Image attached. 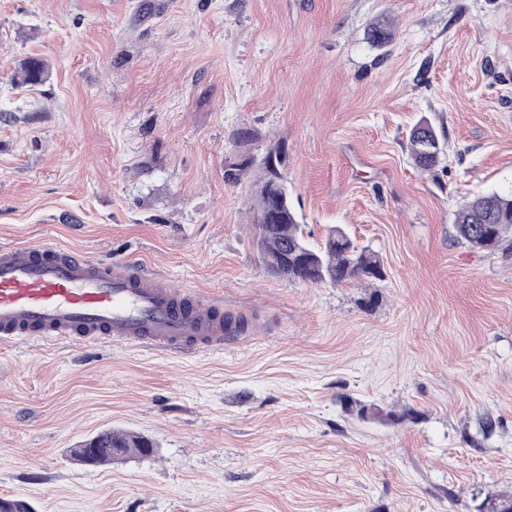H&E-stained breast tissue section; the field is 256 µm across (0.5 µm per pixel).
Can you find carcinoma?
I'll return each mask as SVG.
<instances>
[{
	"label": "carcinoma",
	"instance_id": "carcinoma-1",
	"mask_svg": "<svg viewBox=\"0 0 512 512\" xmlns=\"http://www.w3.org/2000/svg\"><path fill=\"white\" fill-rule=\"evenodd\" d=\"M369 39L377 45L389 42V25L383 21L373 24ZM45 78V62L28 58L13 80L18 86L34 88ZM409 145L410 158L416 167L430 170L438 166L443 144L428 121H420L412 127ZM285 163L286 157L279 147L269 148L261 163L263 177L255 191L253 246L264 270L288 281L310 284L341 285L381 279L383 267L378 254L358 246L343 228H330L319 245L307 239L288 200L282 174ZM453 226L456 240L472 248L494 252L512 246V240L508 239L512 229V195L490 192L475 196L455 212ZM345 409L360 417L368 411L385 421L402 420L392 411L386 413L373 405L351 400L345 403ZM94 439L98 465L114 460L111 449L115 447L126 454L139 455L147 454V449L152 447L148 439L132 432L107 430Z\"/></svg>",
	"mask_w": 512,
	"mask_h": 512
}]
</instances>
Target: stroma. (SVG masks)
Returning <instances> with one entry per match:
<instances>
[{"mask_svg": "<svg viewBox=\"0 0 512 512\" xmlns=\"http://www.w3.org/2000/svg\"><path fill=\"white\" fill-rule=\"evenodd\" d=\"M28 57L47 65L32 90L12 82ZM423 119L444 143L429 171L408 154ZM274 145L312 241L344 228L383 279L264 272L251 204ZM488 191H512V0H0V243L145 264L243 327L187 356L0 344V498L479 512L511 494L512 249L453 229ZM347 395L412 417L358 419ZM107 429L153 449L73 460Z\"/></svg>", "mask_w": 512, "mask_h": 512, "instance_id": "stroma-1", "label": "stroma"}]
</instances>
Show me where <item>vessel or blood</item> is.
Wrapping results in <instances>:
<instances>
[{
    "label": "vessel or blood",
    "instance_id": "b4317fda",
    "mask_svg": "<svg viewBox=\"0 0 512 512\" xmlns=\"http://www.w3.org/2000/svg\"><path fill=\"white\" fill-rule=\"evenodd\" d=\"M241 330L221 302L196 300L136 262L50 243L0 247V343L190 353L223 347Z\"/></svg>",
    "mask_w": 512,
    "mask_h": 512
}]
</instances>
